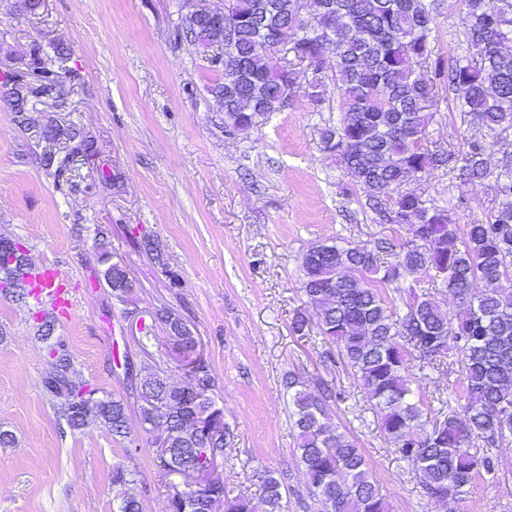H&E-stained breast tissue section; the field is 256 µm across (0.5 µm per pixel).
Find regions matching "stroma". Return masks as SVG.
<instances>
[{
  "instance_id": "35a3bbf8",
  "label": "stroma",
  "mask_w": 512,
  "mask_h": 512,
  "mask_svg": "<svg viewBox=\"0 0 512 512\" xmlns=\"http://www.w3.org/2000/svg\"><path fill=\"white\" fill-rule=\"evenodd\" d=\"M0 0V85L28 75L34 59L71 73L57 91L30 98L25 116L0 97V236L20 241L30 262L58 260L76 290L71 319L54 322L79 382L126 396L113 350L157 366L178 383L158 310L179 314L198 336L234 437L225 453V482L255 497L264 472L284 474L288 512H320L306 490L291 432L288 373L309 390L334 391L330 423L355 439L389 512H512V446L497 450L503 471L454 500L423 496L413 464L384 439L370 402L317 331H291L296 313L313 317L302 289L301 259L315 242L341 236L371 243L396 238L397 225L378 224L365 193L347 185L338 163L323 152L320 130L339 117L336 96L317 104L296 93L283 111L244 134L224 131V101L211 87L222 74L185 33L199 4L224 0ZM432 45L455 55L462 39L449 0H433ZM428 139L441 150L467 152L489 142L463 120L447 91L431 109ZM76 125L95 154L72 174L56 177L47 153L62 143L40 139V128ZM489 162L498 154L487 151ZM407 190L448 208L458 225L485 221L496 184H462L440 168L409 181ZM108 230L98 240L97 227ZM162 241L167 270L139 248L145 236ZM135 282L129 298L92 279L101 252ZM153 327V338L143 337ZM49 343L28 317L24 301L0 294V512H119L112 468L124 463L142 512H164L167 487L179 483L157 466L150 435L136 426L130 439L98 427L70 430L57 415L43 377L52 368ZM413 386L429 417L441 414L447 374L420 359L410 362ZM255 512H265L262 502Z\"/></svg>"
}]
</instances>
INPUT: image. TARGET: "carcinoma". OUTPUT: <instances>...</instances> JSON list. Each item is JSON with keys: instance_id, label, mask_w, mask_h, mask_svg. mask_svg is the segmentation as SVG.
Returning <instances> with one entry per match:
<instances>
[{"instance_id": "obj_1", "label": "carcinoma", "mask_w": 512, "mask_h": 512, "mask_svg": "<svg viewBox=\"0 0 512 512\" xmlns=\"http://www.w3.org/2000/svg\"><path fill=\"white\" fill-rule=\"evenodd\" d=\"M503 0H456L462 24L463 53L444 59L434 54L436 25L426 0H233L225 22L229 44L222 59L224 75L235 73L234 91L224 94V129L228 134L261 126L257 113L273 114L286 106L296 86L295 66L309 74L305 94L323 102L327 86L336 90L340 119L320 131L323 150L334 157L348 184L366 191L365 205L381 224L408 225L415 244L378 239L372 244L329 238L312 244L302 256V291L316 316L324 343L336 347L353 379L378 416L385 440L413 463L422 494L436 501L453 499L475 482L496 477L501 460L492 448L512 437V12ZM329 20L321 39L305 30L306 17ZM186 30L205 44L210 28L190 12ZM288 32L284 65L269 64L277 54L278 32ZM448 87L458 111L476 119L492 144L500 146L495 169L488 167L484 145L464 155L433 151L426 128L428 103L437 85ZM252 102L245 111L240 99ZM48 143L69 144L60 168H71L90 148L75 126L49 125L40 132ZM440 167L459 171L463 182L495 178L497 201L484 223L459 229L448 210L428 206L402 187ZM139 247L168 273L159 239ZM28 266L0 253V285L25 296ZM440 286L458 300L448 319L427 292L411 290L403 307L388 305L386 286L404 280ZM115 294L134 288L127 271L112 264L104 271ZM156 319L168 332L175 358L185 361L194 333L185 324ZM61 350L59 364L43 386L58 399V413L69 428L92 425L125 438L130 433L127 400L100 397V406L82 410L84 388H75L74 371ZM432 368L446 367L448 413L432 423L424 400L414 399L409 375L412 352ZM457 356L458 370L448 358ZM292 432L310 497L322 512H388L356 443L327 423L321 396L288 374ZM210 365L199 372L197 400H189L151 365H140L128 396L140 402L139 427L147 434L167 433L159 467L167 474L204 472L224 455L231 433L224 408L211 395ZM480 438L484 447H472ZM285 478L267 474L260 485L266 512H285ZM167 512H254L251 498L227 489L224 479L199 490L168 493Z\"/></svg>"}]
</instances>
